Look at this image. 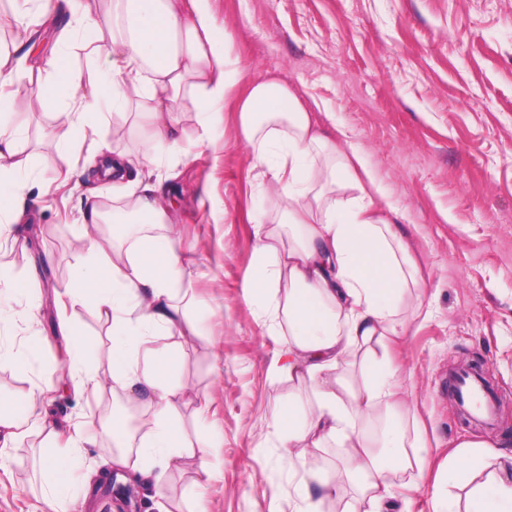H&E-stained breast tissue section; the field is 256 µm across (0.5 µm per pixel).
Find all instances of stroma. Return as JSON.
<instances>
[{"instance_id": "1", "label": "stroma", "mask_w": 512, "mask_h": 512, "mask_svg": "<svg viewBox=\"0 0 512 512\" xmlns=\"http://www.w3.org/2000/svg\"><path fill=\"white\" fill-rule=\"evenodd\" d=\"M228 57L247 80L288 83L305 103L333 119L330 138L348 132L381 186L386 203L401 210L397 224L421 282L420 306L406 336L395 343L402 397L421 421L427 469L412 512H429L438 465L463 442L491 451L478 472L450 482L443 492L453 512H466L467 493L488 474L512 466V0H210ZM56 20L39 29L32 52L67 55L90 79L108 70L105 54L86 48L77 34L55 42ZM232 89L209 147L197 144L193 121L183 125L179 152L155 167L165 176L175 230L195 249L183 269L202 301L199 336L175 338L181 352L172 378L193 387L194 404L182 412L189 438L209 437L219 447L217 473L203 491L190 472H172L162 489L170 512H297L294 473L271 426L277 401L299 387L268 366L279 349L245 299L254 266L250 216L273 209L258 193L251 150L238 133ZM31 112L17 116L22 157L27 158L24 214L5 236L26 238V250H0V262L32 278L27 297L37 307L33 326L4 317L0 336H43L51 344L34 374L56 379L62 339L52 325L56 294L84 262L77 247L86 207L84 188L57 185V159L41 150L40 133L55 126L42 107V87L27 84ZM99 375H106L112 339L92 309L76 307ZM486 368L506 408L490 429L464 424L445 383L459 364ZM59 417L92 419L118 411L109 394L77 399L62 394ZM44 446L35 433L18 447L0 450V512H46L34 463ZM89 478L65 503L66 512H118L109 476L132 485L133 512H147L154 487L136 465L113 471L97 449L82 451Z\"/></svg>"}]
</instances>
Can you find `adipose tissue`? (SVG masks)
Wrapping results in <instances>:
<instances>
[{"instance_id":"1","label":"adipose tissue","mask_w":512,"mask_h":512,"mask_svg":"<svg viewBox=\"0 0 512 512\" xmlns=\"http://www.w3.org/2000/svg\"><path fill=\"white\" fill-rule=\"evenodd\" d=\"M72 16L57 34L67 42L88 32L103 42L111 69L84 81L64 56L52 53L29 65L24 48L34 26L57 8V0H12L0 12V31L14 34L11 51L0 53V221H18L17 200L27 162L18 160L20 131L13 124L29 108L25 82L47 91L57 110L56 127L43 145L55 152L61 172L77 176L74 131L92 130L101 107L142 120L138 154L113 151L109 173L122 183L130 172L154 165L163 151H176L187 117H194L198 141L210 143L228 92L243 84L242 72L227 60V39L216 31L209 0H72ZM238 103L239 132L261 170L262 192L275 212L252 220L257 259L247 300L254 303L280 349L274 376L306 382L272 417L289 461H304L314 449L339 444L341 469L356 485L369 512H388L395 497L394 475L425 470L420 436L383 434L371 444L369 422L404 416L399 369L391 346L415 317L404 295L420 290L417 269L394 231L403 217L380 205L383 191L350 135L333 141L321 134L308 109L278 81L245 84ZM192 109H185V100ZM353 196L337 202V188ZM91 224H129L127 247L111 254L106 237L84 233L79 248L87 262L56 298L61 350L76 394L110 390L124 405L151 404L152 425L136 448L140 471L192 466L197 478L213 475L215 444L185 443L182 409L196 395L170 377L177 352L173 337L195 336L192 288L178 285L188 249L181 239L140 233L143 224H169L170 206L150 183H138L130 198H116L111 211L91 206ZM92 308L120 344L107 379H100L69 310ZM40 348L0 347V368L28 375V386L0 401V441L13 444L38 432L47 446L39 461L41 493L57 512L75 488L84 445L95 443L89 421L60 427L43 412L48 386L32 378ZM332 474L302 470L295 485L298 512H320L319 500L337 495ZM467 512H512V474L489 475L470 492Z\"/></svg>"}]
</instances>
